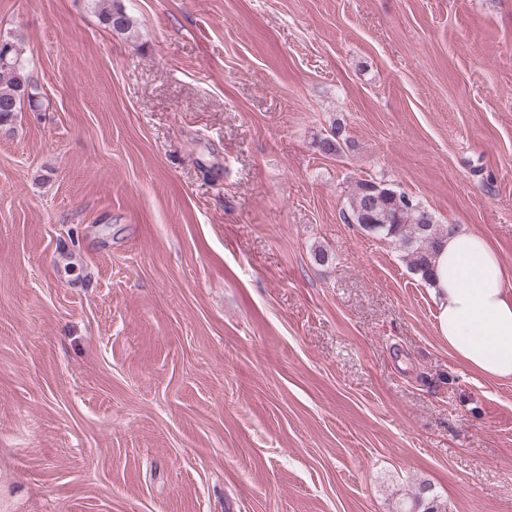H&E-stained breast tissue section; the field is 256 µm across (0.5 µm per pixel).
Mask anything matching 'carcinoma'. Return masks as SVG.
Masks as SVG:
<instances>
[{
    "mask_svg": "<svg viewBox=\"0 0 512 512\" xmlns=\"http://www.w3.org/2000/svg\"><path fill=\"white\" fill-rule=\"evenodd\" d=\"M94 8L100 22L111 32L125 35L132 29V20L118 0H95ZM0 41V129L11 130L24 107L37 112L41 101L16 42L8 36ZM343 131L341 123H333L331 132L319 141V148L328 154L340 153L349 144ZM342 215L345 222L357 224L366 233L404 250L411 269L424 281L430 280L432 259L440 240L448 233V226L437 223L407 193L373 179H359ZM428 491L429 487L420 486L418 493L401 503L399 512H446L444 504Z\"/></svg>",
    "mask_w": 512,
    "mask_h": 512,
    "instance_id": "carcinoma-1",
    "label": "carcinoma"
}]
</instances>
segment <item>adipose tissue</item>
Returning <instances> with one entry per match:
<instances>
[{
  "mask_svg": "<svg viewBox=\"0 0 512 512\" xmlns=\"http://www.w3.org/2000/svg\"><path fill=\"white\" fill-rule=\"evenodd\" d=\"M430 292L449 351L486 377L512 381V276L492 245L453 226L436 250Z\"/></svg>",
  "mask_w": 512,
  "mask_h": 512,
  "instance_id": "obj_1",
  "label": "adipose tissue"
}]
</instances>
